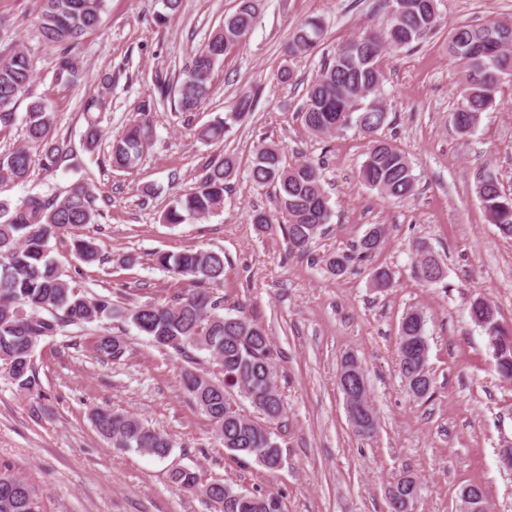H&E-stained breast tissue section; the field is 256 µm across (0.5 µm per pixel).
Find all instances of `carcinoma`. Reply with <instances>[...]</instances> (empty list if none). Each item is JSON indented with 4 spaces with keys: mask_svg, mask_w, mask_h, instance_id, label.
Segmentation results:
<instances>
[{
    "mask_svg": "<svg viewBox=\"0 0 512 512\" xmlns=\"http://www.w3.org/2000/svg\"><path fill=\"white\" fill-rule=\"evenodd\" d=\"M164 11L154 15L155 23L165 25L177 15L183 0H161ZM261 0H238L237 10L224 18L216 30L182 68L176 84L158 87L160 96H174L175 109L192 114L206 100L210 80L218 64L246 42L260 13ZM388 20L380 28H367L336 46L332 57L321 66L307 85L301 109L306 128L316 135L332 136L350 127L371 137L386 123L388 112L381 101L385 52L411 45L435 30L440 22L436 0H382ZM106 0H39L38 32L43 42L55 50V68L70 83L78 76L74 52L83 37L101 22ZM322 19L313 17L292 33L289 55L314 53L324 37ZM512 31L495 21L482 25L461 24L448 32V55L461 62L460 99L451 116L461 135L472 133L481 114L495 106L504 84L512 83ZM34 67L28 55L15 49L0 57V135L16 122L13 105L32 83ZM103 92L88 97L82 105L86 120L84 146L94 150L101 139V116L105 91L112 78L100 81ZM254 98L241 94L224 117L200 127L198 139L208 142L224 138L232 125L252 111ZM153 98L138 105L142 118L130 123L112 140V168L132 170L139 164L148 139L149 114ZM26 144L0 155V184L22 182L34 163L50 169L69 153V144L55 136V115L40 103L30 106L25 120ZM235 161L226 156L208 162L196 186L172 199L163 211L167 224H181L190 218L208 216L224 204L227 179ZM320 162L285 160L277 144L264 143L255 152L249 178L253 184L274 188L276 211L284 218L280 225L291 249L305 254L314 240L324 233L332 211L321 183ZM366 185L381 195L404 199L413 194L416 177L406 154L389 141L376 139L359 171ZM474 193L487 221L500 234L512 238V194H506L498 176L485 167L474 176ZM91 189L79 183L64 196H33L20 204L0 198V364L17 389L40 396L41 387L33 368V355L41 339L57 335L61 324H80L122 316L158 348L171 349L188 358L181 372V386L204 413L224 448L238 457L250 458L268 471L281 463L278 436L271 424L284 409L276 384L278 352L266 329L239 312L224 313L223 299L205 285L224 284V252L184 250L159 253L155 263L176 276L191 277L193 287L181 292L170 304L143 303L121 309L105 296L89 299L63 278L58 264L50 257L49 242L59 231L83 224H94L100 216ZM260 233L274 227V219L263 210L250 215ZM375 235L361 239L359 255L367 257L380 248L386 228L371 227ZM73 249L86 263L100 260L90 241L76 239ZM418 273L425 283L442 278L439 262L418 244ZM352 257L332 254L326 268L333 276L343 275ZM470 318L489 339L499 377L512 382V334L496 319L495 308L484 298L473 300ZM425 317L419 310L410 321H400L396 343L399 371L411 394L422 399L431 395L433 379L427 367L429 343L424 331ZM99 358L121 359L126 345L119 336L102 335L94 342ZM209 354L217 374L199 373L190 352ZM346 401L358 402L364 416L352 420L359 435L376 430L374 408L363 400L354 378H339ZM237 391L256 411L241 412L228 396ZM97 432L114 448L164 458L173 441L146 425L133 414L99 409L91 414ZM173 482L186 492L203 494L217 512H285L282 497L237 487L232 483H202L197 472L177 471ZM414 481H394L388 499L418 498ZM41 491L18 475L8 463H0V512H41Z\"/></svg>",
    "mask_w": 512,
    "mask_h": 512,
    "instance_id": "obj_1",
    "label": "carcinoma"
}]
</instances>
